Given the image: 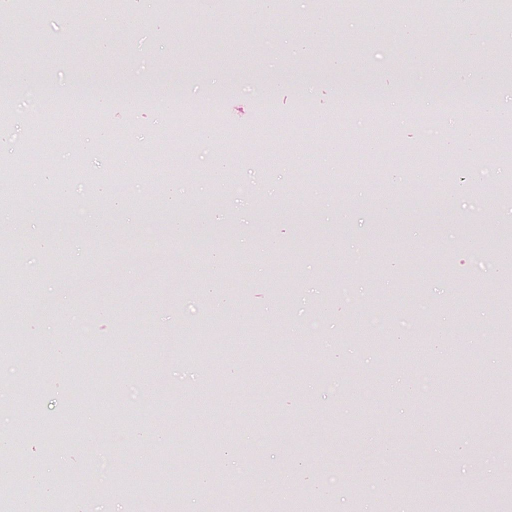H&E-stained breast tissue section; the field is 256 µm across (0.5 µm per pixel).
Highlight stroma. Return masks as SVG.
Masks as SVG:
<instances>
[{
    "instance_id": "stroma-1",
    "label": "stroma",
    "mask_w": 512,
    "mask_h": 512,
    "mask_svg": "<svg viewBox=\"0 0 512 512\" xmlns=\"http://www.w3.org/2000/svg\"><path fill=\"white\" fill-rule=\"evenodd\" d=\"M249 2L232 11L222 0H178L161 15L110 12L91 26L76 11L41 9L0 28V48L34 88L22 94L0 72V95L11 98L0 174L17 178L35 113L102 115L50 144L66 194L49 183L23 188L11 223H0L18 265L41 273L26 302L5 297L0 309L36 337L35 310L49 291L66 299L46 340L63 353L43 375L34 416L75 421V441L50 453L43 474L105 469L95 493L72 484L73 512H224L225 485L245 475L252 488L240 491L238 512L285 507L306 492L322 512L358 503L380 512L409 497L419 512H512V413L501 390L512 379L497 355L512 336V261L501 253L512 239V180L500 141L512 124V68L499 56L512 31L490 13H463L444 28L428 12H323L316 0H293L285 17L266 0ZM475 69L484 80L471 89ZM390 91L394 150L375 137L373 114L343 106L357 93ZM464 91L473 110L495 112V124L436 111ZM170 92L191 110L175 130L158 107L115 106ZM209 97L223 102L213 122L200 114ZM332 125L338 133L325 139ZM130 154L165 155L187 190L219 166L224 182L175 217L166 171L129 172ZM436 154L460 169L415 163ZM307 168L314 179L303 178ZM95 180L125 208L89 193ZM264 180L270 194L239 191ZM75 210L97 216L96 246L71 222ZM228 251L251 285L225 286L219 307L213 260ZM373 307L385 329L368 322ZM314 316L321 330L312 336ZM253 327L268 339L252 341ZM174 330L178 358L136 401L84 390L89 351L123 369L160 353ZM23 355H0V430L26 406L15 373ZM423 378L431 388L422 395ZM270 403L264 446L246 468L216 445L207 489L183 480L207 435L202 420L223 423L231 410L244 420ZM142 430L163 432L166 447L141 453ZM153 469L164 485L144 490L139 476ZM116 470L130 491L113 489Z\"/></svg>"
}]
</instances>
